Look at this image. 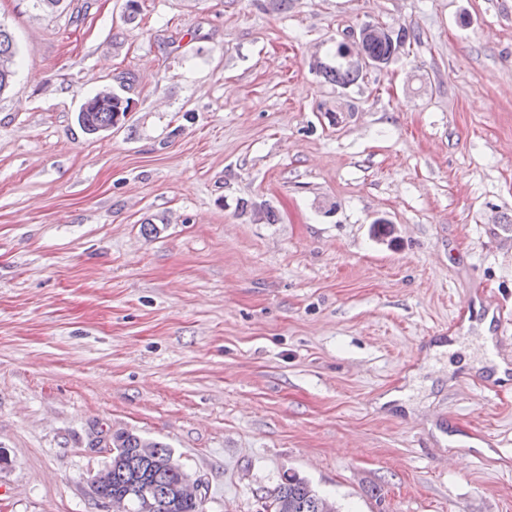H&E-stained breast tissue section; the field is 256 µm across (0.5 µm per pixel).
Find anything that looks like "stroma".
<instances>
[{
    "instance_id": "35a3bbf8",
    "label": "stroma",
    "mask_w": 512,
    "mask_h": 512,
    "mask_svg": "<svg viewBox=\"0 0 512 512\" xmlns=\"http://www.w3.org/2000/svg\"><path fill=\"white\" fill-rule=\"evenodd\" d=\"M138 3L0 0V512H112L117 431L205 512L290 474L338 512H512V375L470 365L486 318L512 362V0ZM367 23L410 39L325 82ZM107 87L132 110L87 134ZM15 55L13 37L0 23V93L7 90L12 82ZM363 37L364 33L362 31H359L358 33L352 32L347 36L346 42H342L344 44L342 47L344 52L343 56L345 59L352 62H358L361 65L362 62L364 64L369 63V60L364 51ZM350 40L355 42L358 48V59L356 61L352 59V51L349 46ZM343 56L340 53V45H338L336 49V65L324 67L320 72L322 73L325 80L345 87L355 83L358 80L362 69L359 67L351 66L343 58Z\"/></svg>"
}]
</instances>
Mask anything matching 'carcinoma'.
I'll return each instance as SVG.
<instances>
[{
    "mask_svg": "<svg viewBox=\"0 0 512 512\" xmlns=\"http://www.w3.org/2000/svg\"><path fill=\"white\" fill-rule=\"evenodd\" d=\"M410 34L405 27L389 29V34L370 40L367 52L374 66L383 67L404 47ZM15 48L11 33L0 25V93L10 87L14 76ZM362 69L350 65L336 53V65L321 70L325 80L339 86L355 83ZM92 105L78 112L77 120L83 129L91 132L98 128L115 127L121 124L131 110V100L114 92L112 96L91 98ZM112 482L103 487L100 496L129 492L139 482L151 487L157 495V512H204L203 500L183 499L176 501L169 497L171 486L177 482L179 471L174 468L154 465L147 466L138 478L130 470L132 449L140 447V435L121 433L112 436ZM318 492L305 479L290 475L270 495L265 507L288 506L286 512H318Z\"/></svg>",
    "mask_w": 512,
    "mask_h": 512,
    "instance_id": "1",
    "label": "carcinoma"
}]
</instances>
